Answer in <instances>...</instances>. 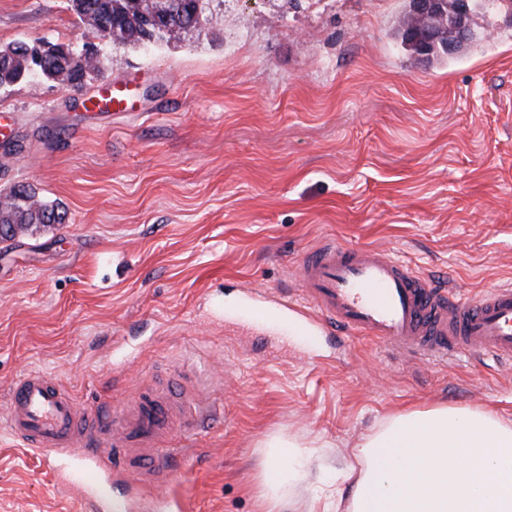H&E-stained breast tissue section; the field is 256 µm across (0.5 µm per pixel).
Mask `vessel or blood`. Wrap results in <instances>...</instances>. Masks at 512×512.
<instances>
[{
  "instance_id": "1",
  "label": "vessel or blood",
  "mask_w": 512,
  "mask_h": 512,
  "mask_svg": "<svg viewBox=\"0 0 512 512\" xmlns=\"http://www.w3.org/2000/svg\"><path fill=\"white\" fill-rule=\"evenodd\" d=\"M80 105L88 115L108 118L132 111L133 92L106 81L82 95ZM296 277L303 302L265 296L252 305V313L272 310L281 320L300 322L304 335L318 336L332 327L427 362L480 352L512 364L511 285L464 299L435 287L388 251L330 241L306 253ZM202 410L195 386L178 382L163 389L143 383L130 407L93 418L78 410L57 380L31 371L9 393L5 427L33 450H75L90 459L100 457L96 444L106 438L113 468L159 483L180 456L179 449H159V441L178 428L197 429Z\"/></svg>"
}]
</instances>
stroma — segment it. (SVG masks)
I'll use <instances>...</instances> for the list:
<instances>
[{
  "label": "stroma",
  "instance_id": "stroma-1",
  "mask_svg": "<svg viewBox=\"0 0 512 512\" xmlns=\"http://www.w3.org/2000/svg\"><path fill=\"white\" fill-rule=\"evenodd\" d=\"M403 0H224L207 37L102 52L103 77L141 86L138 116L95 125L73 87L0 89L16 142L0 190L32 187L65 223L0 242V419L27 372L88 414L144 379L194 375L208 413L165 484L112 474L124 512H258L265 443L307 457L286 512H336V467L391 415L479 407L512 422V366L431 362L360 336L310 341L254 323L243 291L301 298L316 244L386 250L473 297L512 285V18L416 64L394 32ZM98 43L68 0H0V44ZM87 473L0 430V512H90Z\"/></svg>",
  "mask_w": 512,
  "mask_h": 512
}]
</instances>
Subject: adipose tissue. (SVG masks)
<instances>
[{
    "label": "adipose tissue",
    "mask_w": 512,
    "mask_h": 512,
    "mask_svg": "<svg viewBox=\"0 0 512 512\" xmlns=\"http://www.w3.org/2000/svg\"><path fill=\"white\" fill-rule=\"evenodd\" d=\"M261 512L287 496L286 462L304 466L297 443H266ZM348 512H512V425L494 411L435 405L390 417L353 450Z\"/></svg>",
    "instance_id": "ef3b65f1"
}]
</instances>
